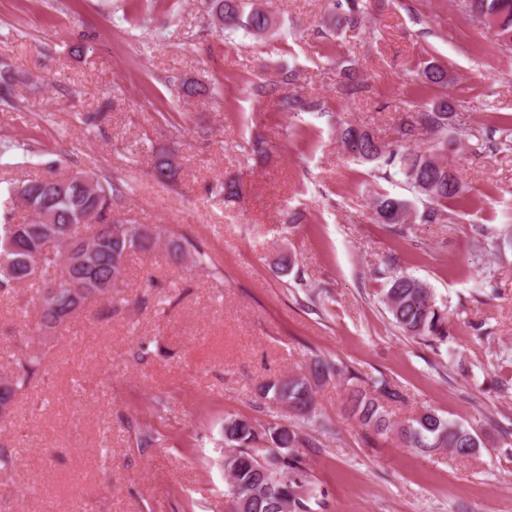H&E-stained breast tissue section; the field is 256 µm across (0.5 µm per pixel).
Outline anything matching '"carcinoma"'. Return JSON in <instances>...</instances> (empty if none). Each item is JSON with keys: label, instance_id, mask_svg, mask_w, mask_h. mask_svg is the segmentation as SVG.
Returning a JSON list of instances; mask_svg holds the SVG:
<instances>
[{"label": "carcinoma", "instance_id": "cac0c4a2", "mask_svg": "<svg viewBox=\"0 0 512 512\" xmlns=\"http://www.w3.org/2000/svg\"><path fill=\"white\" fill-rule=\"evenodd\" d=\"M337 9L347 7L344 19L349 25L358 24L364 14L360 0H334ZM464 9L471 19L496 30L501 46L512 48V0H464ZM220 14L224 18L221 32L232 35L240 30L263 34L272 29L271 17L260 8L245 10V0H210L208 17ZM428 85L448 84V69L437 63H428L417 73ZM27 82V75L4 60L0 61V93H11L14 87ZM284 110L298 112L315 107L312 102L297 96L282 100ZM454 103L440 98L426 112L419 113V124L401 125L395 144H383L372 134L354 126L343 129L345 149L364 162L375 164V177L389 180L397 175L404 178L410 191L421 202L422 210L413 214L404 201L388 194L373 199L374 215L378 223L403 233L416 219L421 224H443L452 219L448 203L465 193L457 173L439 154L454 145L448 140L450 114ZM422 126L433 136L435 148L428 155L407 146L416 135V126ZM469 150L483 154L498 150L485 139L481 131L468 128L462 131ZM153 174L163 183L173 182L177 173L166 157L157 156ZM68 175L28 179L13 189L15 199L32 213H45L58 224V233L80 245L95 250V260L89 264L65 267L59 260L54 238L38 232L34 221L10 222L4 215L0 222V295H10L36 274L57 273L49 285L37 290L33 299L39 329L48 334L59 329L66 320L71 301L68 295L75 288L83 292V299L98 301L107 316L129 304V300L110 294L102 296L98 284L112 272V256L128 257L136 252L155 248L158 240L140 233L142 225L126 224L108 216L120 190L112 179L96 176V190L92 193L65 185ZM23 241L22 250L13 254L4 245L9 241ZM172 265L180 266L187 256H195L194 263L202 262L207 254L187 239H170L166 243ZM385 279V288L379 301L390 315L391 322L405 335L427 340L444 341L448 338V309L437 304L435 294L422 279L386 267L379 272ZM45 354L28 353L15 360L16 368L0 377V411L12 409L17 394L25 389L44 369ZM350 382L346 398L347 413L367 431V438L394 435L405 448L430 455L446 449L459 458L477 453L481 440L472 429L452 422L436 410L426 407L416 415L396 421L390 418L387 407L405 399L404 393L384 374L364 376L357 374L341 361L315 358L308 370L282 378L268 379L256 385V395L264 403L293 414V421L285 415L279 420L260 425L253 420L229 415L224 418V471L227 475L229 512H310L318 491L303 466L299 449L312 447L313 441L297 422L312 428L327 424L317 412L315 400L319 385L333 377ZM17 457L11 448L0 446V478L8 479L16 470Z\"/></svg>", "mask_w": 512, "mask_h": 512}]
</instances>
